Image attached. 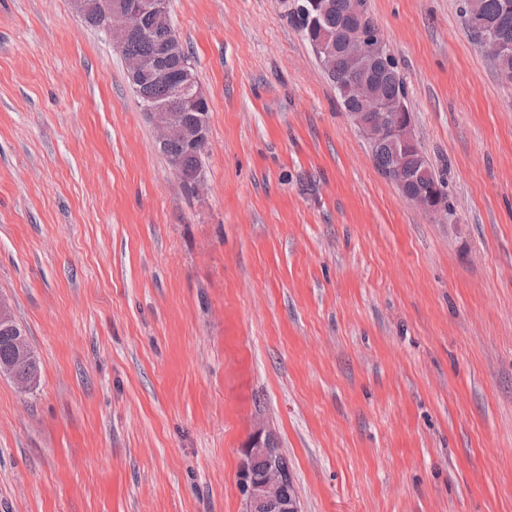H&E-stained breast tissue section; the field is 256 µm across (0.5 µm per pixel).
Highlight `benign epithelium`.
I'll list each match as a JSON object with an SVG mask.
<instances>
[{"label":"benign epithelium","instance_id":"obj_1","mask_svg":"<svg viewBox=\"0 0 512 512\" xmlns=\"http://www.w3.org/2000/svg\"><path fill=\"white\" fill-rule=\"evenodd\" d=\"M168 0H101L97 7L96 19L100 26L112 37L113 45L121 47L127 36L137 31L146 37L153 33L140 25L141 15L152 13L167 16ZM349 13L358 23L346 26L336 33V42L322 34L311 40V46L322 65H327L332 48L339 49L348 59L353 70L350 89L361 110L349 112L354 126L371 144L388 141L395 147L405 149L415 144L413 121L405 98H379L368 77V72L376 68L387 74L397 76V67L388 52L384 39L373 26L365 25L370 20L365 0H350ZM479 44L485 53L496 59L512 51V42L499 37L491 30L480 32ZM126 74L133 90L140 92L138 78L140 74L153 70H162L158 59L127 57L124 59ZM173 102L194 106L189 112H176L170 105L148 103L147 113L157 132L159 146L164 147L171 140H179L190 150H202L207 143L209 114L200 112L195 106L206 103V98L197 86L188 65H182V71L172 81ZM405 160L394 153L393 162L385 168L384 176L393 182L405 194V198L417 207L430 213L445 209V202L436 201L423 194L406 193L407 179L404 173ZM13 352L18 361L36 366L40 359L31 347L28 337L18 331L12 338ZM263 431L255 432L248 448L245 449V461L241 469V482L246 512H298L296 501L286 495L285 488L290 482L288 471L277 462V451L270 441L262 437ZM266 460L267 468L254 475L252 463Z\"/></svg>","mask_w":512,"mask_h":512}]
</instances>
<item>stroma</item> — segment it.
I'll list each match as a JSON object with an SVG mask.
<instances>
[{
    "label": "stroma",
    "mask_w": 512,
    "mask_h": 512,
    "mask_svg": "<svg viewBox=\"0 0 512 512\" xmlns=\"http://www.w3.org/2000/svg\"><path fill=\"white\" fill-rule=\"evenodd\" d=\"M210 112L172 173L70 0H0V512H245L263 427L299 512H512V79L461 0H367L443 182L375 167L283 0H169ZM15 325L18 329L21 327L15 321ZM13 331L4 330L0 327V361H9L11 360V344H10V336H13ZM12 348L13 352L18 361L31 364L33 366H38L40 359L38 355L35 353L33 348L31 347L28 337L25 336V333L22 329L18 331L17 336H13L12 338ZM17 363L16 364V373L20 375H27L31 372L36 371L38 375L40 374L41 367L38 369L34 367L24 364ZM15 371L11 370V367L0 363V374L9 375L14 383L22 390L28 389L31 385H33L34 380H31L29 376H18Z\"/></svg>",
    "instance_id": "35a3bbf8"
}]
</instances>
